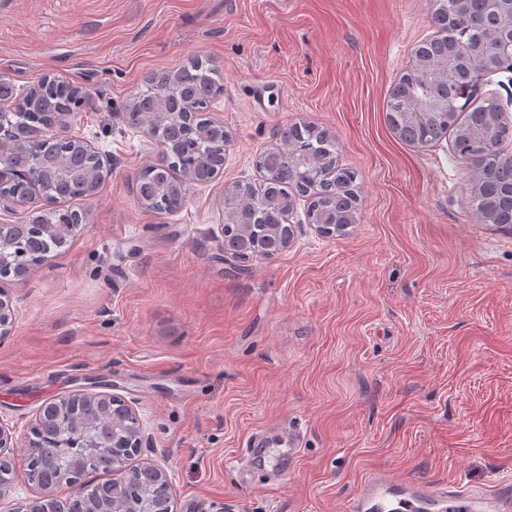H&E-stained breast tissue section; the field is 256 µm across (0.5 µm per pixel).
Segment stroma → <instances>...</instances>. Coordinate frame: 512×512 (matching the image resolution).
<instances>
[{
  "mask_svg": "<svg viewBox=\"0 0 512 512\" xmlns=\"http://www.w3.org/2000/svg\"><path fill=\"white\" fill-rule=\"evenodd\" d=\"M428 0H0V73L86 93L67 133L109 171L68 245L0 278V423L18 455L42 405L131 402L175 512H342L369 472L474 487L512 478V234L479 220L451 138L413 147L385 120ZM198 56L224 84L223 170L167 215L136 197L158 143L125 116L144 79ZM307 119L336 137L362 199L321 235L247 263L224 251V188ZM287 425L295 443L282 444ZM267 434L253 463L245 445Z\"/></svg>",
  "mask_w": 512,
  "mask_h": 512,
  "instance_id": "stroma-1",
  "label": "stroma"
}]
</instances>
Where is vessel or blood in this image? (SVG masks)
Segmentation results:
<instances>
[{"label":"vessel or blood","instance_id":"1","mask_svg":"<svg viewBox=\"0 0 512 512\" xmlns=\"http://www.w3.org/2000/svg\"><path fill=\"white\" fill-rule=\"evenodd\" d=\"M343 512H512V484L472 489L458 482L397 480L387 472L365 477Z\"/></svg>","mask_w":512,"mask_h":512}]
</instances>
